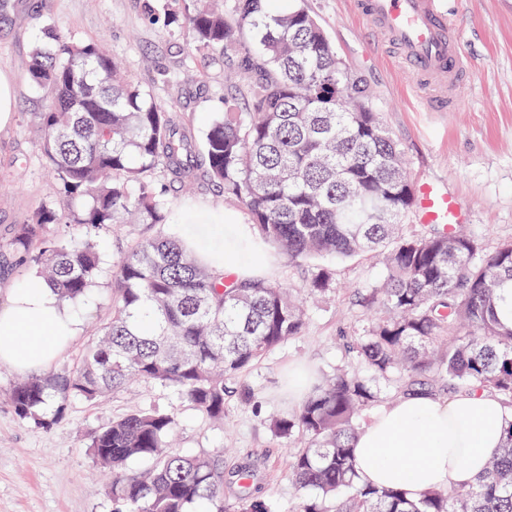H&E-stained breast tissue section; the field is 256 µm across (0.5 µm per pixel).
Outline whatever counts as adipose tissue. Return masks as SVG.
Masks as SVG:
<instances>
[{
	"instance_id": "ef3b65f1",
	"label": "adipose tissue",
	"mask_w": 512,
	"mask_h": 512,
	"mask_svg": "<svg viewBox=\"0 0 512 512\" xmlns=\"http://www.w3.org/2000/svg\"><path fill=\"white\" fill-rule=\"evenodd\" d=\"M247 232L244 224H208L193 228L192 235L220 254L219 268L244 278L257 273L234 246ZM78 333L70 308L32 276L30 283L15 285L0 306V366L45 370ZM504 423L499 401L485 391L396 398L355 438L358 478L364 484L399 485L413 495L473 483L499 448Z\"/></svg>"
}]
</instances>
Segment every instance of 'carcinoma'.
I'll use <instances>...</instances> for the list:
<instances>
[{
    "mask_svg": "<svg viewBox=\"0 0 512 512\" xmlns=\"http://www.w3.org/2000/svg\"><path fill=\"white\" fill-rule=\"evenodd\" d=\"M146 0L147 19L185 36L179 67L205 53L236 80L224 109L195 139L175 106L148 97L98 41H64L43 24L30 77L49 92L36 131L54 196L20 225L8 248L44 270L59 299H86L102 271L90 235L114 224L141 232L112 260V313L80 363L15 385L10 401L24 420L47 424L46 410L92 402L135 380L158 383L215 419L230 384L262 356L303 335L307 316L292 289L266 277L237 279L197 259L176 236L150 233L173 223L171 191L193 185L237 202L254 234L288 260L348 259L377 252L384 278L367 286L362 326L349 354L362 372L338 369L302 403L272 420L274 434L305 437L290 477L298 512H512V420L501 447L474 484L415 498L357 479L358 418L389 393L487 391L512 410V243L486 253L457 228L431 224L406 235L415 187L404 153L375 111L366 82L336 53L321 23L299 2ZM74 224L81 236L50 235ZM335 270L314 268L302 284L331 290ZM174 418L136 412L94 434L90 448L112 473L124 512H271L248 493L224 499V455L169 448ZM148 467L131 472L127 464Z\"/></svg>",
    "mask_w": 512,
    "mask_h": 512,
    "instance_id": "cac0c4a2",
    "label": "carcinoma"
}]
</instances>
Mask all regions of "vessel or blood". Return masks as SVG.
<instances>
[{
  "instance_id": "vessel-or-blood-1",
  "label": "vessel or blood",
  "mask_w": 512,
  "mask_h": 512,
  "mask_svg": "<svg viewBox=\"0 0 512 512\" xmlns=\"http://www.w3.org/2000/svg\"><path fill=\"white\" fill-rule=\"evenodd\" d=\"M443 0H357L381 40L396 50L414 73L420 106L433 110L435 100L459 108L469 62ZM416 217L425 224L463 223L465 207L440 186L425 182L417 191Z\"/></svg>"
}]
</instances>
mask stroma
<instances>
[{
    "instance_id": "obj_1",
    "label": "stroma",
    "mask_w": 512,
    "mask_h": 512,
    "mask_svg": "<svg viewBox=\"0 0 512 512\" xmlns=\"http://www.w3.org/2000/svg\"><path fill=\"white\" fill-rule=\"evenodd\" d=\"M305 4L337 53L371 88L385 125L405 151L413 182L442 184L459 198L468 211L464 228L483 250L512 242V0H451V17L473 74L460 89L462 107L450 112L419 109L414 76L357 15L354 0ZM44 22L63 38L99 41L158 105L179 100L184 124L194 133L220 111L224 92L223 68L204 54L192 64L193 86L161 82L162 72L175 70L183 41L146 19L143 0H0V70L17 82L13 122L0 132V302L19 280L6 245L15 228L28 223L53 194L34 132L46 98L29 76L33 42ZM173 203L176 211L203 218L220 214L228 224L248 221L239 204L217 201L204 191L177 193ZM263 252L264 274L273 281L297 288L312 271V263L292 264L275 246H264ZM334 267L331 292L303 298L308 312L303 336L271 351L240 377L220 424L168 388L139 382L93 402L73 401L50 425L40 426L20 419L8 398L21 373L0 367V512H115L112 476L89 444L99 428L148 409L174 417L180 452H223L227 500L249 490L265 498L273 512H295L299 493L289 476V444L275 436L271 420L299 405L288 387L289 374L306 371L315 384L337 367L357 369L345 346L356 334L362 291L384 276L381 262L369 255L335 261ZM111 307L112 276L106 271L88 298L74 304L82 331L51 370L77 365L94 324ZM241 470L248 471L249 486L238 480Z\"/></svg>"
}]
</instances>
